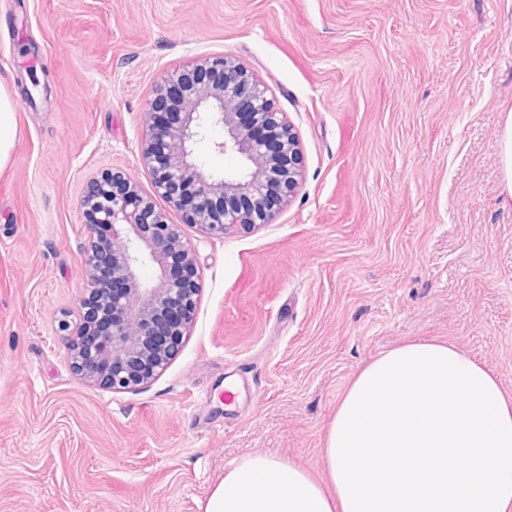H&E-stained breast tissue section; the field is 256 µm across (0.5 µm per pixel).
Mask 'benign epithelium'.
Instances as JSON below:
<instances>
[{
    "mask_svg": "<svg viewBox=\"0 0 512 512\" xmlns=\"http://www.w3.org/2000/svg\"><path fill=\"white\" fill-rule=\"evenodd\" d=\"M146 121L141 159L152 175L153 195L112 170L91 179L79 200L87 292L97 291L99 272L107 273L112 288L101 302L109 321L99 331L91 313L79 311V326L64 338V349L82 383L114 393L141 390L166 368L190 332L201 293L195 251L154 197L199 233L222 238L270 223L275 211L265 204L267 191H277L278 203L290 198L302 173L293 128L266 87L230 57H205L190 69L170 71L154 86ZM216 127L224 139L215 148L242 162L237 173L222 178L205 173L193 149ZM147 260L155 267L150 282L139 274Z\"/></svg>",
    "mask_w": 512,
    "mask_h": 512,
    "instance_id": "benign-epithelium-1",
    "label": "benign epithelium"
}]
</instances>
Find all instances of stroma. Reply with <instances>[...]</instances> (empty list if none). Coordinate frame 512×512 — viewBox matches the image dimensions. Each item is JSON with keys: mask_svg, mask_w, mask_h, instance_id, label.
<instances>
[{"mask_svg": "<svg viewBox=\"0 0 512 512\" xmlns=\"http://www.w3.org/2000/svg\"><path fill=\"white\" fill-rule=\"evenodd\" d=\"M229 55L302 153L271 223L186 227L193 329L146 388L73 374L80 197L139 161L152 88ZM18 144L0 174V512H202L254 451L326 475V428L379 353L445 339L512 395V0H0ZM29 91H22V83ZM247 382L235 402L227 385ZM512 112V111H511ZM502 128L503 192L512 197V113Z\"/></svg>", "mask_w": 512, "mask_h": 512, "instance_id": "1", "label": "stroma"}]
</instances>
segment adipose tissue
<instances>
[{
    "label": "adipose tissue",
    "instance_id": "adipose-tissue-1",
    "mask_svg": "<svg viewBox=\"0 0 512 512\" xmlns=\"http://www.w3.org/2000/svg\"><path fill=\"white\" fill-rule=\"evenodd\" d=\"M325 479L256 451L204 512H512V397L453 344L417 340L360 369L326 434Z\"/></svg>",
    "mask_w": 512,
    "mask_h": 512
}]
</instances>
